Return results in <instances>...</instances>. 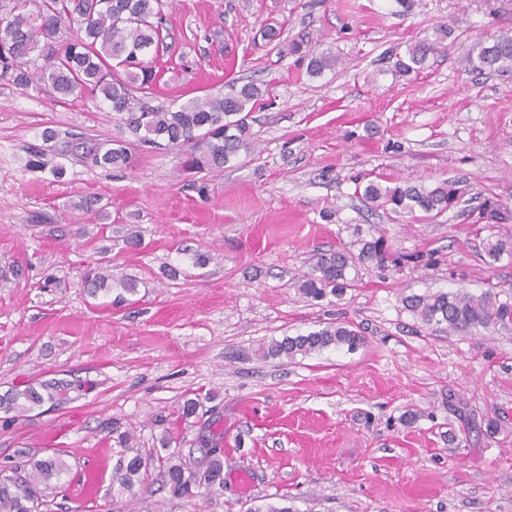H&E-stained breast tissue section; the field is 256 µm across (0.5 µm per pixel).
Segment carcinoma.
Returning <instances> with one entry per match:
<instances>
[{"label": "carcinoma", "instance_id": "obj_1", "mask_svg": "<svg viewBox=\"0 0 512 512\" xmlns=\"http://www.w3.org/2000/svg\"><path fill=\"white\" fill-rule=\"evenodd\" d=\"M163 0H0V79L27 86L38 82L65 101L89 95L102 100L134 141L142 146H165L185 152V166L199 172L221 169L240 154L248 153L252 133L248 114L262 100L265 90L253 82L232 80L216 96L195 98L175 108L150 104L158 82V71L148 53L157 57L168 51ZM436 37L407 47L396 56L391 72L401 77L417 72L429 55L441 48L452 35V28L441 25ZM474 70L512 72V30L493 33L485 40L458 42ZM289 53L307 60V72L320 76L333 70L339 57L332 52H316L304 42L289 44ZM86 162L95 167L126 168L132 162L128 142L110 140L94 145L80 144ZM26 167L49 169L63 174L44 150L29 152ZM455 184L443 180L426 186L410 180L384 185L371 180L363 188L366 203L387 207L396 214L436 218L448 211L459 198ZM512 215L492 209L481 213L478 222L489 224L490 234L482 239L483 262L494 267L503 256H512V235L494 231ZM390 256L384 236L362 242L358 254L345 249L320 253L310 270L298 280L299 292L321 300L331 295L340 298L357 285L359 269L371 264L382 266ZM116 281L122 290L118 300L137 292L132 279L118 280L100 267L89 272V286L97 293ZM403 307L425 327H437L448 335H479L481 332H512V295L496 290L493 284L480 293L464 288L412 294L402 299ZM365 343V336L347 321L328 322L307 334L284 336L262 342L254 350L257 357L293 359L313 352L345 347L352 351ZM71 384L46 382L41 389L26 386L0 396V409L23 413L46 401H63ZM222 437L211 444L204 464L186 460L170 450L176 438L162 440L167 454L159 457L171 494L178 498L197 496L201 488L224 486ZM123 461L114 472L112 483L118 492L136 496L134 488L144 484L150 463L131 445V437H117ZM68 471V465L55 454L29 460L0 476V512H39L50 481Z\"/></svg>", "mask_w": 512, "mask_h": 512}]
</instances>
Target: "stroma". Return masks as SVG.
<instances>
[{"mask_svg":"<svg viewBox=\"0 0 512 512\" xmlns=\"http://www.w3.org/2000/svg\"><path fill=\"white\" fill-rule=\"evenodd\" d=\"M164 11L155 103L263 84L255 145L219 171L138 145L131 167H92L72 143L125 136L106 104L0 80V395L26 380L77 385L64 404L0 411V466L61 454L69 472L42 512H512V335L431 331L402 305L490 281L512 291V259L488 269L471 215L489 202L512 212V73L477 72L448 49L420 73L388 72L440 23L468 40L512 30V0H421L404 14L394 0H165ZM268 25L339 64L310 77L262 39ZM44 146L62 177L26 168ZM379 176L448 179L463 196L433 221L399 217L355 192ZM379 234L400 263L362 269L340 300L297 290L318 253H355ZM201 253L208 264L194 266ZM103 263L136 280L127 302L90 292L84 274ZM339 317L363 332L356 350L254 354L261 339ZM189 398L197 414L178 419ZM116 424L151 462L133 500L110 492ZM215 425L223 489L172 497L161 438L199 460Z\"/></svg>","mask_w":512,"mask_h":512,"instance_id":"1","label":"stroma"}]
</instances>
